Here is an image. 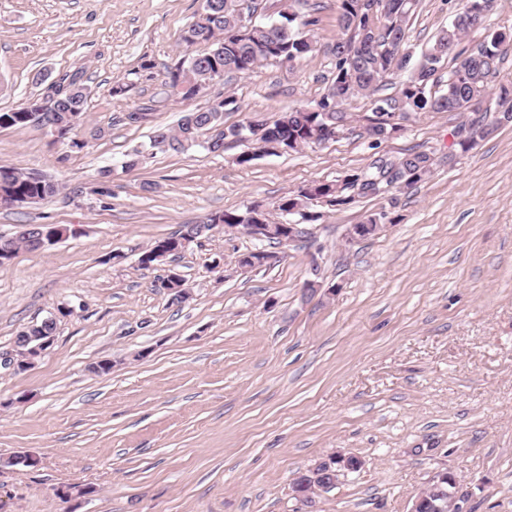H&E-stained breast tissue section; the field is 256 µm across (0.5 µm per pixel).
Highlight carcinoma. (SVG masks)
<instances>
[{"instance_id": "1", "label": "carcinoma", "mask_w": 512, "mask_h": 512, "mask_svg": "<svg viewBox=\"0 0 512 512\" xmlns=\"http://www.w3.org/2000/svg\"><path fill=\"white\" fill-rule=\"evenodd\" d=\"M277 14L283 24L275 39H254L244 34L246 26L236 16L237 0H213V14L207 27L191 25L181 37L187 46H204V50L186 56L193 65L195 78L210 82L229 74H246L269 63L287 59L292 63L316 50V42L307 27L314 21L300 19L295 10L297 0H276ZM338 37L329 47L334 59L335 76L328 92L315 104L292 108L278 114L265 129L263 140H287L291 150L322 143V129L327 125L345 124V106L358 98L374 96L385 79L396 72L407 73L399 90L376 100L375 118L364 128L367 138L375 143L397 131L392 120L408 112H478L480 116L465 120L456 129L453 142L463 152L492 136L503 125H512V82L492 83L498 64L512 47V31H494L480 46L469 52L459 45L472 32L488 29L489 12L494 0H457L454 20L441 29L421 53L420 61L411 64L413 52L408 45L407 29L419 0H373L375 20L365 16V0H336ZM461 58L448 72L446 88L435 91L436 75L450 54ZM495 108L487 107L489 102ZM59 112L85 114L88 94L80 77L72 75L71 88L56 101ZM211 109L190 112L194 126L183 122L171 128H160L150 138L158 152H184L196 145L198 137L213 125L208 123ZM432 151L407 153L393 161L350 174L342 180L316 182V194L300 191L281 200L278 210L283 215L291 209H302L311 200H324L332 206L346 205L354 196H381L401 184L412 187L429 180L434 173ZM8 172L10 187L46 200L61 193L63 186L54 182L47 187L32 182L29 173L0 166Z\"/></svg>"}]
</instances>
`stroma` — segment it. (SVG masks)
I'll return each instance as SVG.
<instances>
[{"mask_svg":"<svg viewBox=\"0 0 512 512\" xmlns=\"http://www.w3.org/2000/svg\"><path fill=\"white\" fill-rule=\"evenodd\" d=\"M201 10L202 0H0V110L47 99L65 74L89 93L82 147L0 128V165L63 186L0 209V235L83 229L0 267V360L21 331L74 310L32 368L0 363V458L38 460L0 467V512H410L449 468L466 512H512V125L452 154L463 114L411 112L374 146L363 135L374 101L360 98L344 135L318 146L274 155L229 140L124 169L156 129L225 95L239 104L225 125H246L315 104L331 85L336 0H306L315 52L214 81L196 100L170 95L163 76ZM453 17L448 0H420L411 48ZM120 83L128 91L113 94ZM148 103L146 121L123 122ZM420 150L443 158L427 182L309 204L308 237L270 245V265L238 268L259 243L220 227L173 262H139L182 225L252 204L273 214L312 182ZM380 210L385 232L345 245V230ZM171 271L193 294L181 307L154 285ZM105 360L111 372L94 373ZM336 455L363 465L306 510L293 478Z\"/></svg>","mask_w":512,"mask_h":512,"instance_id":"obj_1","label":"stroma"}]
</instances>
